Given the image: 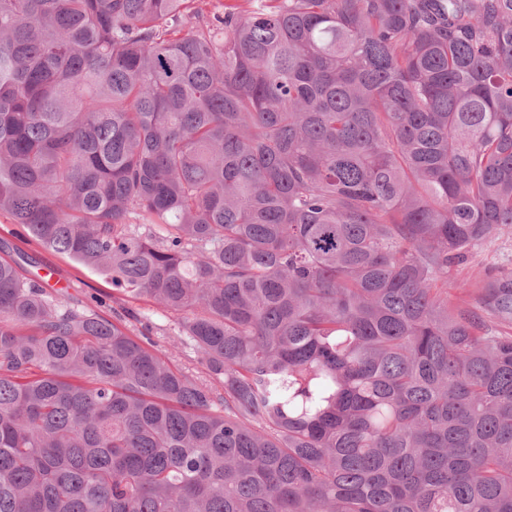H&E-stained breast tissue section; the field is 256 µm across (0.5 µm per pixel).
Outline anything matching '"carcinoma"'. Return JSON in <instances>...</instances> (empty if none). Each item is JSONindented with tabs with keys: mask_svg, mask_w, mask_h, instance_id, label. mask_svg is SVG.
I'll list each match as a JSON object with an SVG mask.
<instances>
[{
	"mask_svg": "<svg viewBox=\"0 0 512 512\" xmlns=\"http://www.w3.org/2000/svg\"><path fill=\"white\" fill-rule=\"evenodd\" d=\"M191 2L0 0V512H512V0ZM21 231L17 224H12L0 216V240L10 243V247L25 252L33 258L30 265H24L22 274L34 280L47 281L55 288L64 289L74 299H78L95 308L102 316L112 320V286L98 272L80 266L64 254L46 249L26 236H16ZM512 260V238L492 239L473 250V254L463 263L448 268V296L451 302L463 292V288H475L478 281L487 272L496 267L509 264ZM132 305L141 308L142 313L147 316L153 326H155L151 337L157 342L156 349L159 355L166 358L169 357L172 360H176L177 363L190 366L199 372L204 371V367L197 362L193 354L184 353L178 355V353L173 350L168 339H165L166 336H171L177 331L176 317L164 312L153 304L139 302L133 303Z\"/></svg>",
	"mask_w": 512,
	"mask_h": 512,
	"instance_id": "1",
	"label": "carcinoma"
}]
</instances>
